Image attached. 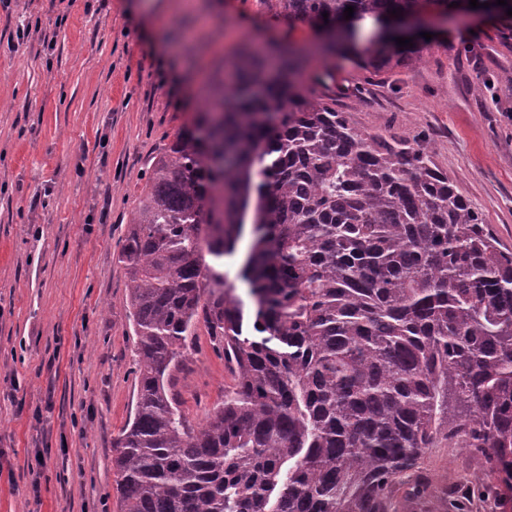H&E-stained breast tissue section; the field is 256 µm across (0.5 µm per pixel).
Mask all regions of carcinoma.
Listing matches in <instances>:
<instances>
[{
    "label": "carcinoma",
    "mask_w": 512,
    "mask_h": 512,
    "mask_svg": "<svg viewBox=\"0 0 512 512\" xmlns=\"http://www.w3.org/2000/svg\"><path fill=\"white\" fill-rule=\"evenodd\" d=\"M277 2L327 29L329 55L422 0ZM365 52L377 73L420 59L393 37ZM305 61L235 50L151 158L118 256L138 339L112 442L121 512H413L441 442L493 463L446 488L448 512L495 499L498 467L512 477V253L428 148L302 93ZM200 323L233 384L195 427L170 370Z\"/></svg>",
    "instance_id": "carcinoma-1"
}]
</instances>
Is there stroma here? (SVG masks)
<instances>
[{"label": "stroma", "mask_w": 512, "mask_h": 512, "mask_svg": "<svg viewBox=\"0 0 512 512\" xmlns=\"http://www.w3.org/2000/svg\"><path fill=\"white\" fill-rule=\"evenodd\" d=\"M423 14L421 62L376 75L351 54L316 59L301 88L359 130L428 146L512 252V91H474L512 70V17ZM320 36L274 0H0V512H120L112 441L134 412L136 338L117 255L147 165L235 47ZM231 382L198 329L173 373L188 419ZM424 463L421 512L489 468L444 444Z\"/></svg>", "instance_id": "1"}]
</instances>
